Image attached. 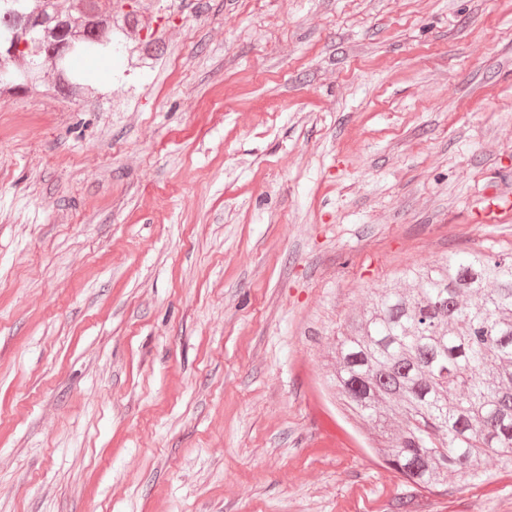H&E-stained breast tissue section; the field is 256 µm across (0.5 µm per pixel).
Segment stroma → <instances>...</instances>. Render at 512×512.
Listing matches in <instances>:
<instances>
[{"instance_id": "1", "label": "stroma", "mask_w": 512, "mask_h": 512, "mask_svg": "<svg viewBox=\"0 0 512 512\" xmlns=\"http://www.w3.org/2000/svg\"><path fill=\"white\" fill-rule=\"evenodd\" d=\"M123 112L0 104V512H512L328 387L410 265L512 249V0H167ZM512 215V201L510 196L495 197L482 210L483 224H497L504 216Z\"/></svg>"}]
</instances>
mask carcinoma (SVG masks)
<instances>
[{
  "label": "carcinoma",
  "instance_id": "1",
  "mask_svg": "<svg viewBox=\"0 0 512 512\" xmlns=\"http://www.w3.org/2000/svg\"><path fill=\"white\" fill-rule=\"evenodd\" d=\"M0 0V47L31 27L30 43L0 51L18 78L0 89H53L79 100L94 90L78 59L116 51L102 41L143 28L159 59L166 28L153 0ZM71 53L50 72L23 75L39 47ZM330 382L353 414L373 424L378 452L406 482L432 490L459 475L478 477L487 453L512 467V254L470 249L439 265L409 266L378 289L372 307L340 325Z\"/></svg>",
  "mask_w": 512,
  "mask_h": 512
}]
</instances>
